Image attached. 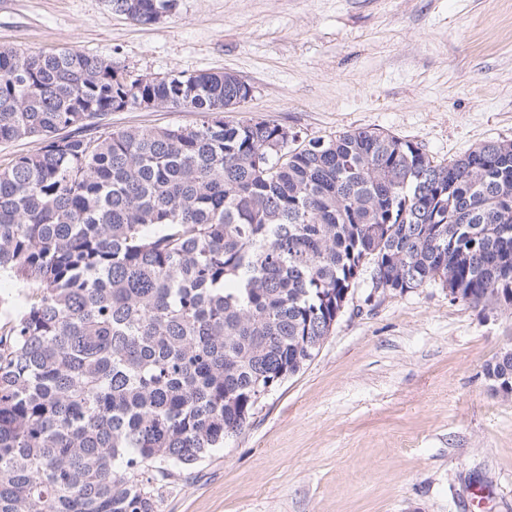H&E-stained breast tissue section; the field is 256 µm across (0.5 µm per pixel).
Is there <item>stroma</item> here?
Masks as SVG:
<instances>
[{
  "mask_svg": "<svg viewBox=\"0 0 512 512\" xmlns=\"http://www.w3.org/2000/svg\"><path fill=\"white\" fill-rule=\"evenodd\" d=\"M77 49L135 75L230 72L235 122L298 141L366 128L435 160L512 141V0H176L158 23L105 0H0V47ZM125 110L111 129L194 122ZM512 315L429 284L354 288L318 354L224 448L162 489L159 512H512V399L484 367Z\"/></svg>",
  "mask_w": 512,
  "mask_h": 512,
  "instance_id": "obj_1",
  "label": "stroma"
}]
</instances>
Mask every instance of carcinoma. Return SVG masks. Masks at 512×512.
Instances as JSON below:
<instances>
[{"label":"carcinoma","mask_w":512,"mask_h":512,"mask_svg":"<svg viewBox=\"0 0 512 512\" xmlns=\"http://www.w3.org/2000/svg\"><path fill=\"white\" fill-rule=\"evenodd\" d=\"M142 25L175 0H106ZM231 73L134 80L0 49V512H159L312 361L363 275L512 314V141L447 163L358 128L294 147ZM190 125L112 130L120 110ZM512 398V347L484 368ZM41 146V141L33 138L0 143V168L7 167L15 156L35 152Z\"/></svg>","instance_id":"carcinoma-1"}]
</instances>
